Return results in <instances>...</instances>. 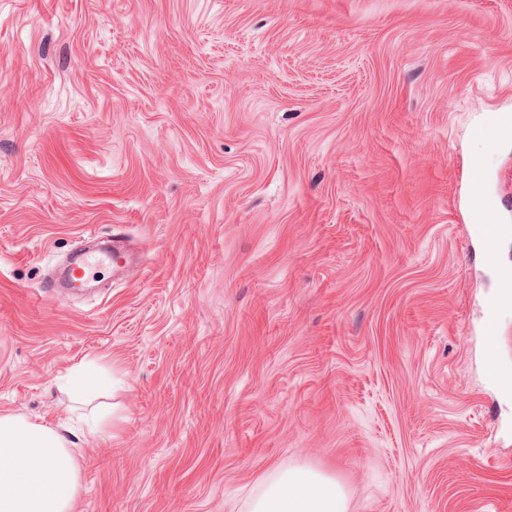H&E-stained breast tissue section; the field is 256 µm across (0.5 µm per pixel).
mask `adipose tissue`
<instances>
[{"mask_svg":"<svg viewBox=\"0 0 512 512\" xmlns=\"http://www.w3.org/2000/svg\"><path fill=\"white\" fill-rule=\"evenodd\" d=\"M81 464L57 429L23 415H0V512H74ZM248 512H347L342 488L323 474H271Z\"/></svg>","mask_w":512,"mask_h":512,"instance_id":"1","label":"adipose tissue"}]
</instances>
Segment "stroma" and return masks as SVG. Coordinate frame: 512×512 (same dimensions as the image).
<instances>
[{
	"label": "stroma",
	"instance_id": "35a3bbf8",
	"mask_svg": "<svg viewBox=\"0 0 512 512\" xmlns=\"http://www.w3.org/2000/svg\"><path fill=\"white\" fill-rule=\"evenodd\" d=\"M512 0H0V415L73 432L77 512H512ZM138 256L42 292L88 233ZM106 385L105 379L93 370L78 368L65 378V387L75 402H80ZM342 488L323 474L276 470L248 503V512H348Z\"/></svg>",
	"mask_w": 512,
	"mask_h": 512
}]
</instances>
